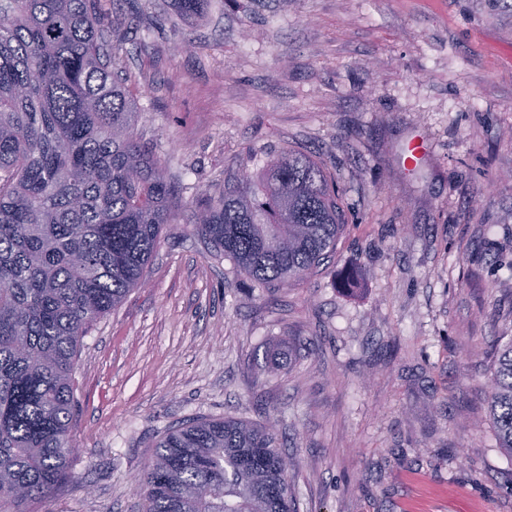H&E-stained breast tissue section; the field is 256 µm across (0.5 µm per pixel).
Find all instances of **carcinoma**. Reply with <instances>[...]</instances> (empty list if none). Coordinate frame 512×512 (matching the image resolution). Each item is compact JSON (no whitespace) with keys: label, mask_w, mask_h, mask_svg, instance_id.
I'll return each mask as SVG.
<instances>
[{"label":"carcinoma","mask_w":512,"mask_h":512,"mask_svg":"<svg viewBox=\"0 0 512 512\" xmlns=\"http://www.w3.org/2000/svg\"><path fill=\"white\" fill-rule=\"evenodd\" d=\"M199 16L208 0H174ZM97 0L0 3V512L66 480L73 374L92 322L143 284L177 205L138 112L112 75ZM336 185L303 152L205 195L195 229L261 287L286 286L336 251ZM490 413L512 458V338L496 352ZM267 425L187 423L155 444L145 512H294Z\"/></svg>","instance_id":"carcinoma-1"}]
</instances>
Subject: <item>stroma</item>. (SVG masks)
I'll use <instances>...</instances> for the list:
<instances>
[{
  "mask_svg": "<svg viewBox=\"0 0 512 512\" xmlns=\"http://www.w3.org/2000/svg\"><path fill=\"white\" fill-rule=\"evenodd\" d=\"M179 207L74 372L70 477L27 512H144L170 428L269 424L296 512H512L486 396L512 338V0H99ZM424 136L415 171L406 144ZM335 177L333 257L261 288L195 203L282 151Z\"/></svg>",
  "mask_w": 512,
  "mask_h": 512,
  "instance_id": "obj_1",
  "label": "stroma"
}]
</instances>
